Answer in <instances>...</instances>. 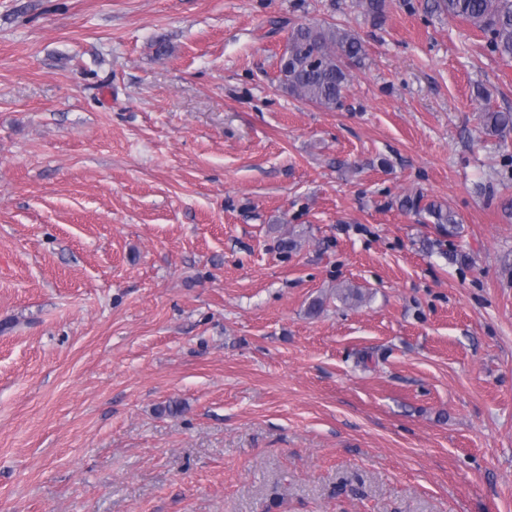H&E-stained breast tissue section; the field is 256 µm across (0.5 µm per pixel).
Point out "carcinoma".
Wrapping results in <instances>:
<instances>
[{"mask_svg":"<svg viewBox=\"0 0 512 512\" xmlns=\"http://www.w3.org/2000/svg\"><path fill=\"white\" fill-rule=\"evenodd\" d=\"M425 10L461 18L480 31L491 50L512 58V0H425ZM366 51L361 38L352 30L335 24H303L291 27L288 50L279 61L278 80L290 94L325 110L342 106L343 91L350 69L365 65ZM484 127L503 139L512 135L511 112H486ZM407 207L425 213L435 224L448 225L452 234L461 218L442 205L407 200Z\"/></svg>","mask_w":512,"mask_h":512,"instance_id":"obj_1","label":"carcinoma"}]
</instances>
